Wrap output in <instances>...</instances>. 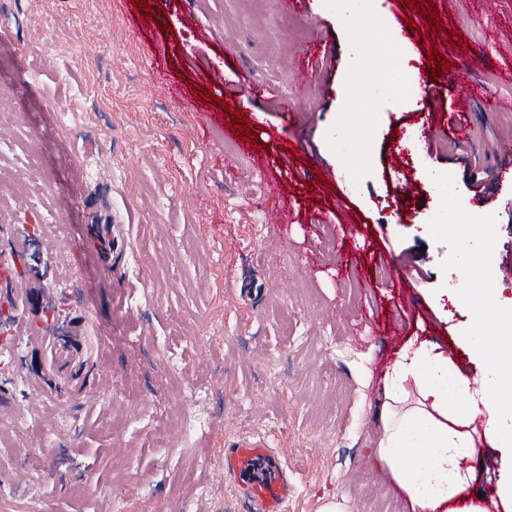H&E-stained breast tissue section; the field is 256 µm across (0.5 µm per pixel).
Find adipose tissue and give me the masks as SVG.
Instances as JSON below:
<instances>
[{"label": "adipose tissue", "instance_id": "ef3b65f1", "mask_svg": "<svg viewBox=\"0 0 512 512\" xmlns=\"http://www.w3.org/2000/svg\"><path fill=\"white\" fill-rule=\"evenodd\" d=\"M468 335L484 366L470 380L436 346L406 345L384 382L381 432L375 454L412 512H483L464 492L475 473L466 459L483 444L501 453L498 495L512 502V296L477 293Z\"/></svg>", "mask_w": 512, "mask_h": 512}]
</instances>
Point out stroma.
Returning a JSON list of instances; mask_svg holds the SVG:
<instances>
[{"instance_id":"stroma-1","label":"stroma","mask_w":512,"mask_h":512,"mask_svg":"<svg viewBox=\"0 0 512 512\" xmlns=\"http://www.w3.org/2000/svg\"><path fill=\"white\" fill-rule=\"evenodd\" d=\"M146 2L149 17L135 0H9L0 18V253L22 248V274L49 289L41 332L86 316L88 348L106 364L68 395H45L25 315L0 310L11 343L0 350L10 406L0 424L14 425L16 446L0 459V512H241L236 484L218 474L225 449L246 437L287 449L289 512H322L336 498L346 512H410L374 456L383 374L412 341L480 367L452 265L477 258L472 277L512 289L500 276L512 260V109L466 97L478 81L512 100V0H372L358 29L338 20L336 0H307L302 13L283 0ZM355 34L367 43L364 72L388 49L407 57V95L355 89ZM325 37L334 69L300 73L299 54ZM439 40L447 58L431 55ZM438 76L447 92L424 105ZM174 83L184 100L171 97ZM278 96L294 100L293 113ZM60 109L77 135L58 129ZM441 112L465 113L469 137L439 155L416 141L405 195L399 130ZM235 114L254 134L246 154L224 133ZM272 171L293 208L287 224L267 221L261 188ZM433 172L447 175V197L432 191ZM244 187L254 195L228 221ZM487 195L498 210L487 211ZM462 212L491 232L423 233ZM345 215L350 225L338 227ZM103 219L126 228L117 267L88 239ZM58 221L64 241L46 251L43 227ZM341 263L364 266L369 280L339 276ZM409 285L416 306L395 309ZM202 413L209 426L182 435L181 421ZM482 453L493 465L476 468L469 492L505 512L500 452Z\"/></svg>"}]
</instances>
